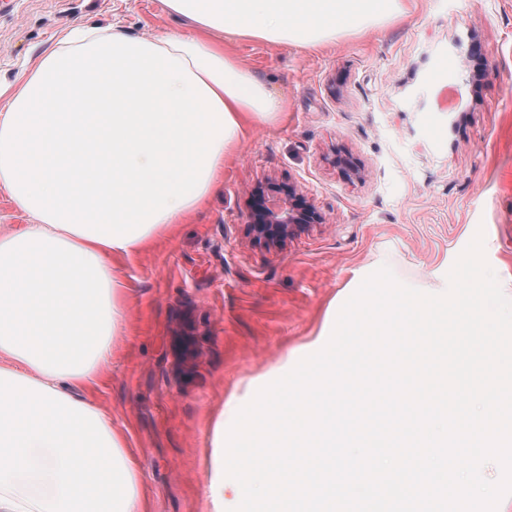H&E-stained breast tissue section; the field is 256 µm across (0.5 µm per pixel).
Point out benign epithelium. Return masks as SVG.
<instances>
[{"mask_svg":"<svg viewBox=\"0 0 512 512\" xmlns=\"http://www.w3.org/2000/svg\"><path fill=\"white\" fill-rule=\"evenodd\" d=\"M322 223L316 207L293 185L272 183L253 194L250 231L270 248L279 249L297 231Z\"/></svg>","mask_w":512,"mask_h":512,"instance_id":"benign-epithelium-1","label":"benign epithelium"}]
</instances>
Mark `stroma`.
<instances>
[{
  "mask_svg": "<svg viewBox=\"0 0 512 512\" xmlns=\"http://www.w3.org/2000/svg\"><path fill=\"white\" fill-rule=\"evenodd\" d=\"M401 14L316 51L227 37L283 105L224 165V184L126 262L128 315L89 402L123 423L148 512H209L208 440L225 403L271 383L381 266L443 290L476 232L512 282V0H402ZM81 21L134 36L188 31L163 0H12L0 79ZM456 88L453 111L437 102ZM361 172L346 177L340 154ZM289 182L325 216L280 249L248 230L249 192Z\"/></svg>",
  "mask_w": 512,
  "mask_h": 512,
  "instance_id": "35a3bbf8",
  "label": "stroma"
}]
</instances>
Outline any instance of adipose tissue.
Here are the masks:
<instances>
[{
  "instance_id": "ef3b65f1",
  "label": "adipose tissue",
  "mask_w": 512,
  "mask_h": 512,
  "mask_svg": "<svg viewBox=\"0 0 512 512\" xmlns=\"http://www.w3.org/2000/svg\"><path fill=\"white\" fill-rule=\"evenodd\" d=\"M189 32L79 23L0 82V512H144L111 416L81 399L127 316L124 262L197 211L281 103L225 36L316 49L402 0H163ZM25 218L20 212L16 210L14 205L9 201L8 197L0 194V229L2 231L16 230L22 227V224H27Z\"/></svg>"
}]
</instances>
